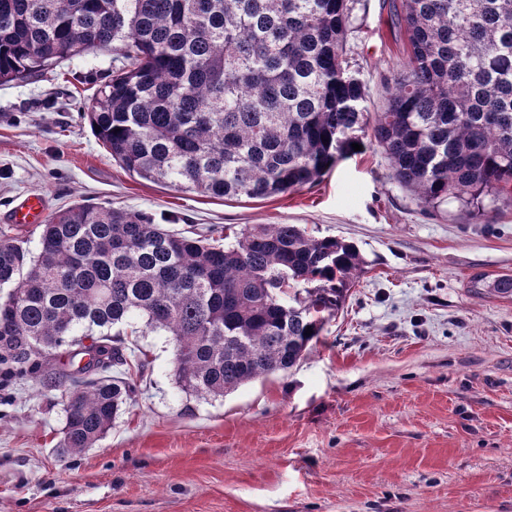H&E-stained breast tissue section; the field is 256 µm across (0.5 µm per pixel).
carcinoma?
I'll use <instances>...</instances> for the list:
<instances>
[{
    "mask_svg": "<svg viewBox=\"0 0 512 512\" xmlns=\"http://www.w3.org/2000/svg\"><path fill=\"white\" fill-rule=\"evenodd\" d=\"M394 9L407 54L372 118L349 73L352 0H0V84L122 42L124 62L87 116L132 175L266 199L315 183L359 143L383 150L425 210L453 199L478 213L487 197L512 198V0ZM217 233L82 202L49 217L35 255L0 238V380L67 379L62 454L99 441L135 391L112 374L136 356L113 329L164 331L179 386L222 396L293 368L363 265L355 245L298 224H253L227 246ZM87 338L93 367L42 377L62 350L80 347L70 366L86 354Z\"/></svg>",
    "mask_w": 512,
    "mask_h": 512,
    "instance_id": "1",
    "label": "carcinoma"
}]
</instances>
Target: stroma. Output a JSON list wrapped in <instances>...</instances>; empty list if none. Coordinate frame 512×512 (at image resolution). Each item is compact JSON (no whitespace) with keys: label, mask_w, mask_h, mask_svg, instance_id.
Wrapping results in <instances>:
<instances>
[{"label":"stroma","mask_w":512,"mask_h":512,"mask_svg":"<svg viewBox=\"0 0 512 512\" xmlns=\"http://www.w3.org/2000/svg\"><path fill=\"white\" fill-rule=\"evenodd\" d=\"M391 0H357L348 37L366 112L406 54ZM118 46L0 84V237L38 252L46 213L84 200L145 213L173 232L298 224L354 244L364 269L343 310L288 373L220 397L185 393L162 331L125 336L144 367L109 432L60 456L64 389L0 393V512H512V203L479 215L423 210L382 149L340 160L316 184L224 200L129 174L86 112ZM43 198L40 195L26 196L12 211L14 224H39L43 214Z\"/></svg>","instance_id":"stroma-1"}]
</instances>
